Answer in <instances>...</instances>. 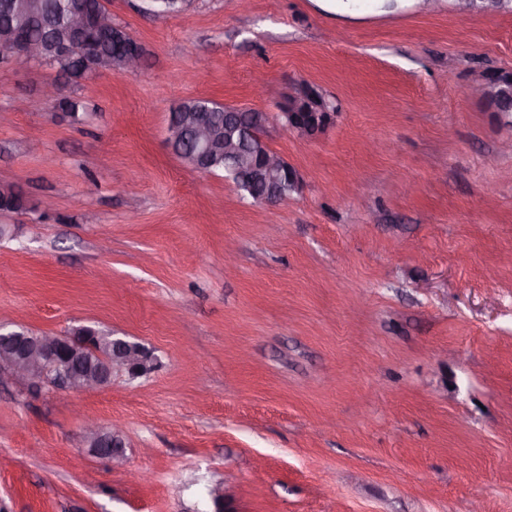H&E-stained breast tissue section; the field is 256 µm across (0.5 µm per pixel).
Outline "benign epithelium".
Instances as JSON below:
<instances>
[{"instance_id": "obj_1", "label": "benign epithelium", "mask_w": 512, "mask_h": 512, "mask_svg": "<svg viewBox=\"0 0 512 512\" xmlns=\"http://www.w3.org/2000/svg\"><path fill=\"white\" fill-rule=\"evenodd\" d=\"M468 11H512V0H461ZM34 0H7L3 8L6 21L0 23V43L8 48V59L14 67L40 62L57 69L60 82L47 85L44 95L64 97L73 82V68L82 75L110 72L121 74L142 65L144 49L125 30L112 23L106 0H99L94 9L82 0L68 4L66 25L49 23L46 35L37 40L25 34L27 19L35 14ZM97 36L108 35L126 44L124 53L115 57L102 54L86 42L88 30ZM495 112L511 113L500 101L512 100V72L493 71L478 88ZM336 116L333 100L314 87L300 84L292 89L286 112L282 113L285 128L301 137L312 138L323 133ZM267 115L253 113V120L239 134L228 136L216 130L200 114L182 112L168 123L167 142L171 149L186 134H191L197 151L185 157L189 166L201 173L210 172L216 159L224 160V169L236 172L249 168L254 178L265 184L264 194L257 201L275 206L286 201L280 191L282 172L290 175L294 190H299L296 170L277 153L270 150L264 133ZM153 352L143 345L124 338L111 337L98 329L79 326L62 335H30L23 327L8 330L0 325V380L11 381L28 389L51 387L72 391H94L112 381L117 374L135 379L150 373L156 366ZM112 438L114 451L108 460L119 464L125 459V443L117 430L109 432L98 424L85 427L84 440L94 448L104 439Z\"/></svg>"}]
</instances>
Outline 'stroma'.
<instances>
[{"label":"stroma","mask_w":512,"mask_h":512,"mask_svg":"<svg viewBox=\"0 0 512 512\" xmlns=\"http://www.w3.org/2000/svg\"><path fill=\"white\" fill-rule=\"evenodd\" d=\"M142 67L41 96L0 63V322L92 326L160 364L92 394L0 384V512H512V12L455 0H109ZM306 83L333 124L291 134ZM189 98L268 113L269 207L166 140ZM54 206L42 207L45 198ZM119 427L125 467L81 419ZM477 91L488 101L494 112H510L512 117V108L500 105L504 99L512 100V72L498 70L489 73ZM287 107L282 112L285 128L290 132L297 134L301 137L312 138L323 133L336 113L332 104L333 100L325 97L314 87L307 84H300L292 89V92L285 101ZM302 108H308L312 111L311 115L317 116L315 124H309L304 121L302 117L305 112H299ZM318 116L323 118V122L319 120Z\"/></svg>","instance_id":"35a3bbf8"}]
</instances>
